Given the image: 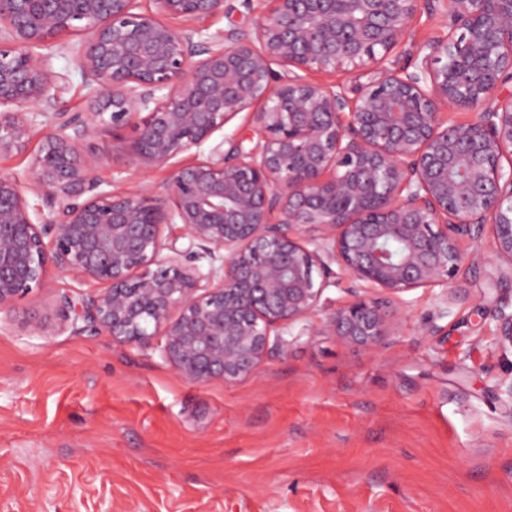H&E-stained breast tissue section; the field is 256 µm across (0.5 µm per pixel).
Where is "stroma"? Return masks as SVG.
Returning <instances> with one entry per match:
<instances>
[{
    "label": "stroma",
    "mask_w": 512,
    "mask_h": 512,
    "mask_svg": "<svg viewBox=\"0 0 512 512\" xmlns=\"http://www.w3.org/2000/svg\"><path fill=\"white\" fill-rule=\"evenodd\" d=\"M80 42L51 58L69 112L89 109ZM94 146L103 189L132 187L111 130ZM102 288L52 269L0 309V512H512V279L489 260L452 306L403 293L378 354L298 322L231 385L180 378L159 345L59 325L61 295Z\"/></svg>",
    "instance_id": "1"
}]
</instances>
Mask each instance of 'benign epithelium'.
I'll use <instances>...</instances> for the list:
<instances>
[{"label": "benign epithelium", "instance_id": "1", "mask_svg": "<svg viewBox=\"0 0 512 512\" xmlns=\"http://www.w3.org/2000/svg\"><path fill=\"white\" fill-rule=\"evenodd\" d=\"M150 2L0 0V155L33 139L30 108L45 117L27 183L0 175V308L52 268L95 280L102 293L61 297L63 322L143 346L161 336L180 377L230 384L296 322L373 354L402 293L466 298L465 241L512 277V0H239L252 30L209 41L193 23L229 0ZM424 14L448 36L414 50ZM64 33L82 37L90 112L59 108L48 49ZM366 64L381 77L352 98L309 78ZM256 105V148L221 141L174 162ZM450 107L473 117L451 122ZM102 127L132 130L134 176L167 165V185L100 189ZM173 224L196 250L163 254ZM333 263L380 296L320 315Z\"/></svg>", "mask_w": 512, "mask_h": 512}]
</instances>
